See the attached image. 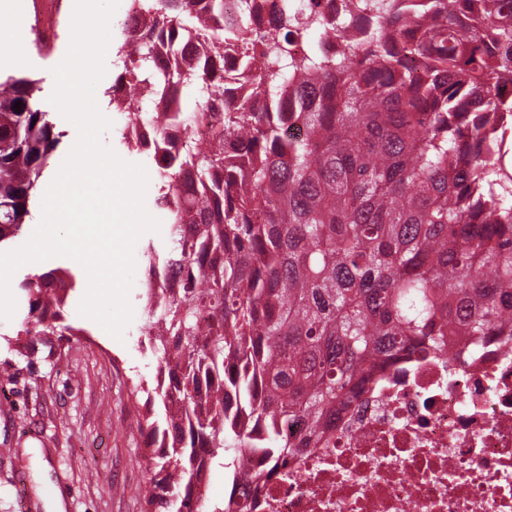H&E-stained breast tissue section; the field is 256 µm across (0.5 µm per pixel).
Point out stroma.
Segmentation results:
<instances>
[{"label": "stroma", "instance_id": "35a3bbf8", "mask_svg": "<svg viewBox=\"0 0 512 512\" xmlns=\"http://www.w3.org/2000/svg\"><path fill=\"white\" fill-rule=\"evenodd\" d=\"M69 42V34H59L53 55L34 52L0 68L1 77L41 80V107L64 133L56 169L77 138L75 126L49 101L52 70ZM170 248L169 239L156 233L137 242L134 315L120 341L79 315L87 276L76 261L53 257L15 272L16 284L53 271L64 278L69 292L61 315L45 320H60L67 332L49 347L32 341L22 299L11 320H0V512H47L46 502L57 496L64 512H143L149 471L139 460L147 434L132 420L154 394L160 367L145 330L143 288L149 263H162Z\"/></svg>", "mask_w": 512, "mask_h": 512}]
</instances>
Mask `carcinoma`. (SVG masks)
Segmentation results:
<instances>
[{"instance_id":"carcinoma-1","label":"carcinoma","mask_w":512,"mask_h":512,"mask_svg":"<svg viewBox=\"0 0 512 512\" xmlns=\"http://www.w3.org/2000/svg\"><path fill=\"white\" fill-rule=\"evenodd\" d=\"M123 34L116 83L132 95L107 90L108 108L139 150L132 107L154 105L163 268L185 274L171 296L146 271L164 421L147 398L138 424L158 453L144 512H193L214 465L235 494L259 476L249 457L320 441L377 368L447 336L512 333V171L497 158L512 0H346L341 19L277 0H129ZM187 88L199 95L188 111ZM41 91L30 76L0 82V245L31 218L63 137ZM19 289L27 335H62L43 314L65 289L43 274Z\"/></svg>"}]
</instances>
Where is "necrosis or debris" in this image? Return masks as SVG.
Here are the masks:
<instances>
[{"label":"necrosis or debris","instance_id":"4bbe7bcc","mask_svg":"<svg viewBox=\"0 0 512 512\" xmlns=\"http://www.w3.org/2000/svg\"><path fill=\"white\" fill-rule=\"evenodd\" d=\"M241 512H512V336L448 337L375 373Z\"/></svg>","mask_w":512,"mask_h":512}]
</instances>
